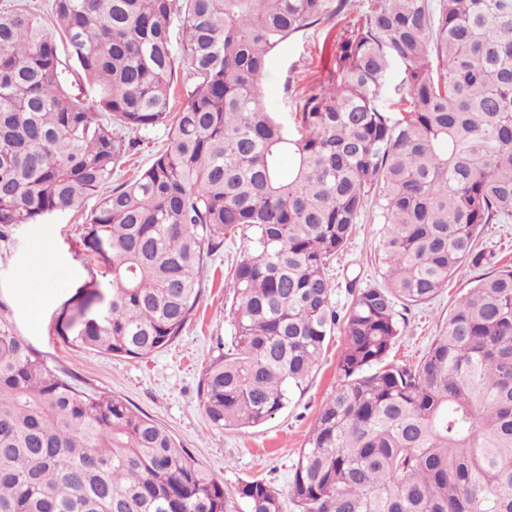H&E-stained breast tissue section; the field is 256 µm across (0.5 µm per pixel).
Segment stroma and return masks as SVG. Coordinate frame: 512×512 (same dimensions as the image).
I'll use <instances>...</instances> for the list:
<instances>
[{
    "mask_svg": "<svg viewBox=\"0 0 512 512\" xmlns=\"http://www.w3.org/2000/svg\"><path fill=\"white\" fill-rule=\"evenodd\" d=\"M343 21L336 18L312 26L272 55L263 79L270 111L291 117L294 93L323 79L327 63L323 49L333 43ZM92 207V201H84L74 209L46 217L42 223L17 226L0 238V296L12 301V316L20 335L48 353L52 365L75 384L119 397L155 418L226 488L261 479L287 493L307 433L338 382L341 332L331 336L303 389L271 419L242 430L215 428L203 411L199 392L206 367L230 345L232 297L225 285L243 249V235L225 237L223 246L209 259L198 310L174 343L144 358H117L74 349L55 331L63 307L84 298L85 285L95 269L82 243V223ZM380 235L374 209L366 208L348 246L331 263L333 302L338 312H345L350 302L346 288L350 280L381 283L377 264ZM479 244L487 255L488 269L512 263V222L486 225ZM37 252L44 255L39 276L49 284L51 296L34 311L20 293L16 273ZM479 274V269L463 264L436 299L407 310L405 332L390 350L388 362H418Z\"/></svg>",
    "mask_w": 512,
    "mask_h": 512,
    "instance_id": "35a3bbf8",
    "label": "stroma"
}]
</instances>
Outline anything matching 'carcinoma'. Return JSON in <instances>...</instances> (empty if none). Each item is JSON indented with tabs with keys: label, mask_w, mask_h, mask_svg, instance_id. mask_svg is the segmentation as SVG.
Wrapping results in <instances>:
<instances>
[{
	"label": "carcinoma",
	"mask_w": 512,
	"mask_h": 512,
	"mask_svg": "<svg viewBox=\"0 0 512 512\" xmlns=\"http://www.w3.org/2000/svg\"><path fill=\"white\" fill-rule=\"evenodd\" d=\"M348 2L50 0V33L3 0L0 233L97 198L83 245L103 282L58 335L140 358L181 334L207 257L247 230L231 351L200 389L212 425L281 411L340 321L339 384L288 487L299 512H512V265L476 277L417 364L385 363L403 311L512 220V0H363L290 127L264 101L271 55ZM175 29L193 80L178 107ZM159 126L167 146L120 179ZM369 204L383 283L349 281L341 317L329 266ZM11 314L0 299V512H282L264 480L224 488L149 415L60 375Z\"/></svg>",
	"instance_id": "obj_1"
}]
</instances>
